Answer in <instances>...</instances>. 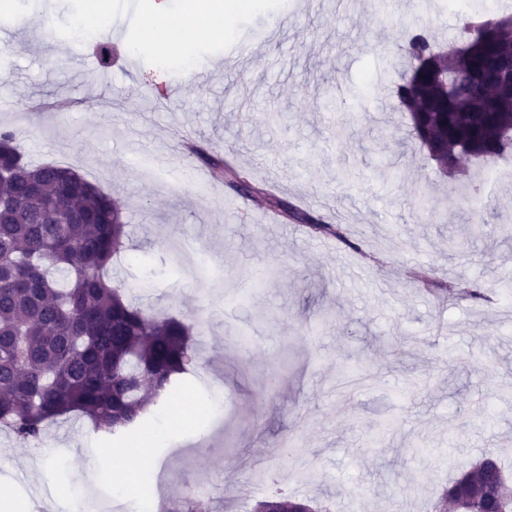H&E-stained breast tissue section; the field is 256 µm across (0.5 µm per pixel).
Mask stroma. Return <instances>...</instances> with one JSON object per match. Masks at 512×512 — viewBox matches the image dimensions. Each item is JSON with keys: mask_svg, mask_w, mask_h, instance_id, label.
I'll list each match as a JSON object with an SVG mask.
<instances>
[{"mask_svg": "<svg viewBox=\"0 0 512 512\" xmlns=\"http://www.w3.org/2000/svg\"><path fill=\"white\" fill-rule=\"evenodd\" d=\"M14 28L0 37V91L16 102L0 127L26 159L76 168L119 203L131 248L109 276L133 301L193 318L208 364L158 405L156 424L188 399L223 391L224 415L200 408L195 437L169 440L144 469L174 500L204 483L211 512H252L281 481L299 499L335 512H430L448 479L487 451L512 466V181L487 183L486 165L462 163L468 197L412 143L393 88L398 54L417 29L446 47L455 6L352 0H256L234 20L252 54L226 58L227 42L196 37L204 82L169 96L177 64L141 43L153 0H102L127 24L104 63L98 40L67 35L83 0H11ZM282 113L269 124L265 115ZM188 136L248 171L272 195L247 197L213 179L179 145ZM429 194L431 210L418 206ZM284 200L346 241L309 235L281 217ZM484 235L467 238L474 220ZM461 241L449 252V239ZM192 242L223 271L206 285L163 276L176 246ZM470 281L490 303L436 302L425 282ZM110 436L73 416L38 441L0 431V485L13 499L67 512L114 488L79 481ZM267 468L266 479L255 475Z\"/></svg>", "mask_w": 512, "mask_h": 512, "instance_id": "stroma-1", "label": "stroma"}]
</instances>
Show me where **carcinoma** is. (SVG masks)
I'll return each mask as SVG.
<instances>
[{"mask_svg":"<svg viewBox=\"0 0 512 512\" xmlns=\"http://www.w3.org/2000/svg\"><path fill=\"white\" fill-rule=\"evenodd\" d=\"M466 55L437 48L424 31L405 48L407 71L395 95L408 104L411 135L448 175V197L468 185L456 157L465 148L492 163L512 153V97L486 79L512 55V16L472 20L459 30ZM213 174L244 194L265 189L224 157L199 152ZM279 212L315 236L347 241L285 202ZM122 211L74 167L24 159L14 132L0 129V423L17 438L41 435L71 414L120 436L140 425L204 357L197 323L135 305L104 272L128 249ZM329 512L281 488L253 512ZM512 512V481L492 453L448 481L431 512Z\"/></svg>","mask_w":512,"mask_h":512,"instance_id":"carcinoma-1","label":"carcinoma"}]
</instances>
